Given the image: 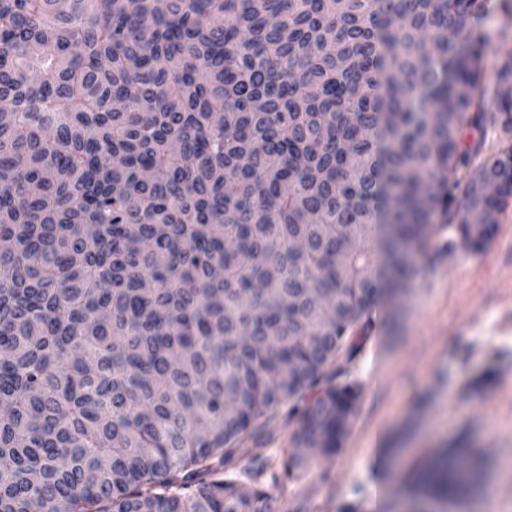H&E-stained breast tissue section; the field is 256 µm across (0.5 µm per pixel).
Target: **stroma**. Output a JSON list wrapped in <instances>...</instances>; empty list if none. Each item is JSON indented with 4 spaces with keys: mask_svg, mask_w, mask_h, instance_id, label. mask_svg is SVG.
<instances>
[{
    "mask_svg": "<svg viewBox=\"0 0 512 512\" xmlns=\"http://www.w3.org/2000/svg\"><path fill=\"white\" fill-rule=\"evenodd\" d=\"M410 288L389 303L358 365L363 396L342 448L276 492L277 512H337L361 488L366 512H445L402 489L456 441L488 448L481 486L454 512H512V199L490 243L410 257Z\"/></svg>",
    "mask_w": 512,
    "mask_h": 512,
    "instance_id": "stroma-1",
    "label": "stroma"
}]
</instances>
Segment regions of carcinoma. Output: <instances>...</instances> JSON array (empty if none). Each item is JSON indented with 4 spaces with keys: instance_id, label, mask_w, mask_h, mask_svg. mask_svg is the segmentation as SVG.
Returning a JSON list of instances; mask_svg holds the SVG:
<instances>
[{
    "instance_id": "1",
    "label": "carcinoma",
    "mask_w": 512,
    "mask_h": 512,
    "mask_svg": "<svg viewBox=\"0 0 512 512\" xmlns=\"http://www.w3.org/2000/svg\"><path fill=\"white\" fill-rule=\"evenodd\" d=\"M491 13L0 0V512H275L237 468L278 415L340 449L398 247L478 251L512 196ZM310 467L287 451L271 484ZM479 480L446 447L405 493Z\"/></svg>"
}]
</instances>
